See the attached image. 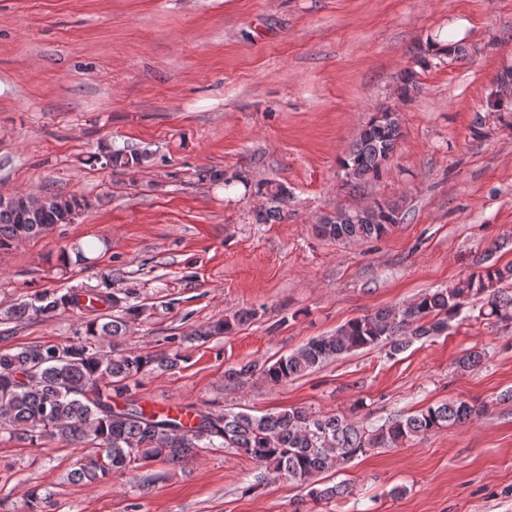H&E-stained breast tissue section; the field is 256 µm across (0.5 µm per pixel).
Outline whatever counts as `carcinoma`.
I'll use <instances>...</instances> for the list:
<instances>
[{"mask_svg":"<svg viewBox=\"0 0 512 512\" xmlns=\"http://www.w3.org/2000/svg\"><path fill=\"white\" fill-rule=\"evenodd\" d=\"M402 138V119L394 111L368 123L342 161L349 182L378 173ZM148 155L119 151L108 156L113 167L139 168ZM275 205L261 215L268 224L288 216V191L282 186L268 190ZM87 202L74 195H47L36 213L0 204V250L17 241L47 233L58 224H69L74 211ZM397 224L395 212L382 205L372 210H339L315 225L318 236L333 241L364 242L384 237ZM479 271L467 280L443 289L422 293L398 310L381 309L357 317L331 336L313 338L297 351L261 366L247 363L224 371V379L240 383L260 375L279 385L321 367L327 361L386 344L393 352L409 343L436 336L448 329V319L478 296H487L479 314L494 321L512 320V294L500 284L512 279V267L500 268L478 261ZM58 294L43 291L34 303L19 305L12 315L34 313L50 318L60 309L87 311L85 336L67 344H35L14 353H0V427L5 426L31 441L56 439L88 454L75 469V482L97 483L127 469L163 459L174 465L187 462L203 448H228L249 457L261 476L276 475L298 486L310 478L332 472L371 448L396 447L442 427L471 420L484 407L453 399L428 406L409 416L395 417L379 427L336 414H317L304 408L265 415L224 412L189 406L193 424L180 416L146 410L137 398L140 379L158 369L175 366L178 354L119 348L118 339L128 323L141 313L129 296L112 293ZM118 308L122 315L108 311ZM252 317L237 312L207 329L187 333L191 340L205 341L229 332ZM111 339L112 349L97 346ZM29 512H49L50 502L37 488L26 495Z\"/></svg>","mask_w":512,"mask_h":512,"instance_id":"1","label":"carcinoma"}]
</instances>
